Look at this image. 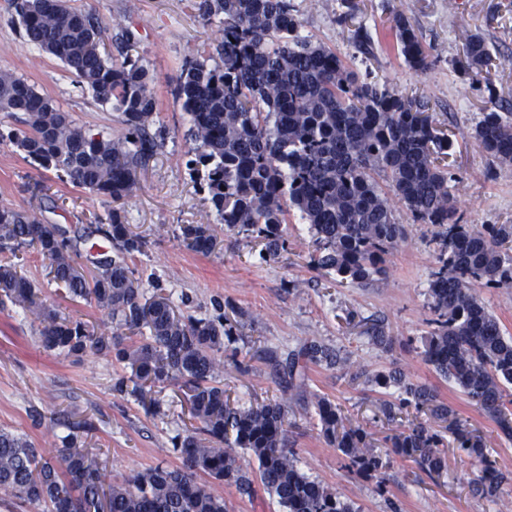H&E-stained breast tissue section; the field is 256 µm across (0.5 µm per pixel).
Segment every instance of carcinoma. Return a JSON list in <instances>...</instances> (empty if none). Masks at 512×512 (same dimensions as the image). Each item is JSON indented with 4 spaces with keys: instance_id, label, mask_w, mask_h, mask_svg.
<instances>
[{
    "instance_id": "1",
    "label": "carcinoma",
    "mask_w": 512,
    "mask_h": 512,
    "mask_svg": "<svg viewBox=\"0 0 512 512\" xmlns=\"http://www.w3.org/2000/svg\"><path fill=\"white\" fill-rule=\"evenodd\" d=\"M13 6L25 39L58 59L98 102L120 110L127 132L112 140L79 127L25 78L1 71L0 112L21 124L10 142L75 187L113 203L130 198L137 169L159 149L149 133L156 75L128 55L112 60L104 27L67 0H13ZM197 9L221 24L214 44L221 64L189 61L177 95L192 121L195 158L189 165L204 171L221 223L251 234L265 256L277 258L288 251L283 225L293 210L309 225L314 267L357 284L385 278L406 239L394 202L432 225L440 250L429 282L433 318L423 359L512 441V399L504 389L512 384V339L474 293L488 285L512 288V224L476 230L461 223L449 186L454 174L445 163L453 141L430 99L362 78L335 50L301 34L298 10L288 0H199ZM392 23L406 64L427 69L429 49L404 12L392 9ZM492 61L482 36H466L467 69L478 76ZM472 137L496 164H512V112L483 113ZM104 234L118 252L104 263L94 261L88 277L67 230L1 202L0 249L36 251L49 261L53 281L71 298L106 310L110 324L101 329L59 316L13 264L0 265V304L25 311L47 351L70 357L90 349L129 367L130 376L113 384L119 394L144 404L153 388L177 384L200 427L175 437L181 465H157L108 486L99 449L78 441L84 425L69 426L55 458L0 430V491L40 512H98L103 494L109 512H227L224 498L198 480L203 474L247 497L258 481L281 512H356L335 490L299 471L288 448L283 397L247 406L227 394L218 353L232 328L178 314L165 297L144 298L129 261L145 241L119 210L109 213ZM181 235L196 253L209 254L216 245L205 222L184 225ZM310 364L351 367L348 358L311 340L288 353V389L305 386ZM362 374L399 390V403L383 405L388 419L412 407L449 423L458 448L481 466L474 492L494 496L509 481L482 435L467 429L430 386L410 381L397 367ZM311 405L321 435L357 474L371 477L383 468L366 432L345 425L335 402L313 394ZM442 445L438 433L413 422L391 439L395 454L430 473L444 467ZM239 448L254 457L256 472L240 468Z\"/></svg>"
}]
</instances>
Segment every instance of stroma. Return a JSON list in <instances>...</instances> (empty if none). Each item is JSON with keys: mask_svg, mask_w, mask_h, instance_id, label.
<instances>
[{"mask_svg": "<svg viewBox=\"0 0 512 512\" xmlns=\"http://www.w3.org/2000/svg\"><path fill=\"white\" fill-rule=\"evenodd\" d=\"M199 0H69L71 7L95 14L106 26L107 42L122 30L134 41L132 58L154 70L158 107L151 127L162 142L137 171L133 196L122 207L130 230L146 247L131 263L145 297L168 298L176 312L198 318H228L230 341L220 356L224 387L231 398L259 403L280 394L285 384L281 364L289 352L316 339L348 353L368 371L402 368L408 378L434 388L462 422L481 432L502 471L512 474V442L501 438L494 423L454 385L436 375L421 356L422 336L431 317L428 285L436 267L437 245L431 225L413 221L405 208L396 216L408 236L394 254L387 277L367 286L338 283L314 269L307 225L291 218L286 226L288 251L263 257L251 235L226 231L210 216L202 180L187 165L193 143L190 121L176 97L187 60L201 56L216 39V26L205 23ZM298 9L302 34L336 50L346 62L388 87L430 97L440 121L453 136L449 161L453 191L463 223L512 224V168L497 166L472 138L487 109L512 110V0H401L403 11L423 43L432 65L420 72L407 66L396 48L386 0H352L355 17L338 20L340 0H291ZM467 33L483 36L494 55L489 77L475 79L462 67ZM0 71L22 76L54 100L77 125L113 139L126 132L123 115L97 102L91 91L61 62L27 43L12 6L0 0ZM14 118L0 114V202L37 212L49 224L67 228L85 271L92 255L111 251L98 232L111 202L63 183L4 138ZM209 217L217 237L207 255L192 252L180 228ZM22 264L59 314L100 326L107 312L80 299L48 275L47 262L28 249L0 250V263ZM392 336L385 349L370 338L373 327ZM123 365L93 351L65 357L44 350L38 328L21 309L0 307V429L21 435L44 455L55 454L72 422L89 423L86 446L102 451L108 481L164 464L178 466L173 438L189 423L176 386L155 389V408L112 390ZM310 391L341 404L352 425L362 427L385 466L380 479L351 473L343 455L322 437L302 396L288 401L289 445L298 467L335 489L357 512H505L512 503V481L494 497L475 494V462L446 434L447 467L428 474L412 460L395 455L390 439L400 425L381 411L395 401L396 388L381 389L366 378L323 365L309 366Z\"/></svg>", "mask_w": 512, "mask_h": 512, "instance_id": "1", "label": "stroma"}]
</instances>
